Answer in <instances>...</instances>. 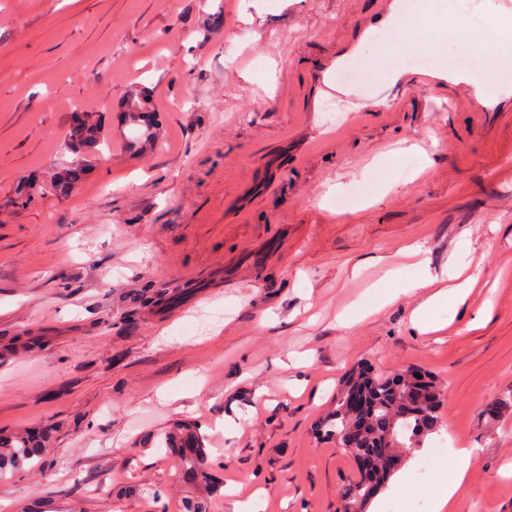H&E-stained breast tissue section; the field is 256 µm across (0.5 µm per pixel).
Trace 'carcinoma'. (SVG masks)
Here are the masks:
<instances>
[{"label":"carcinoma","mask_w":512,"mask_h":512,"mask_svg":"<svg viewBox=\"0 0 512 512\" xmlns=\"http://www.w3.org/2000/svg\"><path fill=\"white\" fill-rule=\"evenodd\" d=\"M151 111L153 101L149 93L140 91L129 97L124 112L128 124L138 129V134L128 140L129 144L145 149L161 141V128L148 119ZM80 116L81 119L70 124L66 134L65 146L73 155L72 161L55 172L48 183L20 188L19 198L28 201L35 194L68 195L85 172L104 158L102 148L108 146V134L95 113L82 112ZM350 386L357 387L368 398L370 425L367 431L378 448H420L424 436L438 425L440 393L430 377L422 375L410 385L400 375L383 377L354 369L343 384L345 388ZM341 397L342 392H337L334 406L320 422L319 432L327 440L340 436L351 423V417L342 411ZM40 453L42 449L33 438L20 436L15 440L11 454L0 458V469L5 466L16 468ZM195 456L192 479L203 484L211 482L207 449L196 448Z\"/></svg>","instance_id":"obj_1"}]
</instances>
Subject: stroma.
Here are the masks:
<instances>
[{"instance_id": "stroma-1", "label": "stroma", "mask_w": 512, "mask_h": 512, "mask_svg": "<svg viewBox=\"0 0 512 512\" xmlns=\"http://www.w3.org/2000/svg\"><path fill=\"white\" fill-rule=\"evenodd\" d=\"M452 5L512 12L420 0L408 24L440 38L424 49L360 40L382 0H0V437H47L0 471V512H236L253 492L259 512H340L356 461L315 426L361 366L441 389L438 429L365 512L429 499L453 440L477 451L456 512H512V411L484 413L512 393V111L440 112L403 89L302 151L344 120L312 81L342 44L359 47L335 77L362 89L500 46L494 26L458 36ZM137 86L164 128L143 156L121 123ZM77 110L100 114L111 151L70 196L17 206L18 185L71 160ZM461 262L475 286L419 333L422 269ZM189 431L211 443L209 486L168 450Z\"/></svg>"}]
</instances>
